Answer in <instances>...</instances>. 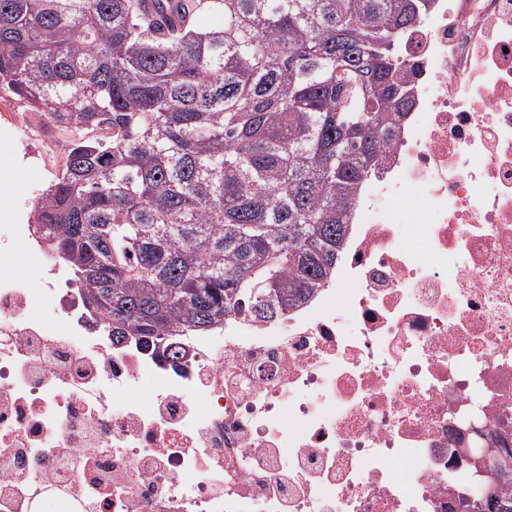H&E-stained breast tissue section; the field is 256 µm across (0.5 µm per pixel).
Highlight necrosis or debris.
<instances>
[{
  "mask_svg": "<svg viewBox=\"0 0 512 512\" xmlns=\"http://www.w3.org/2000/svg\"><path fill=\"white\" fill-rule=\"evenodd\" d=\"M404 54L413 106L331 282L181 366L105 336L10 208L0 512H466L476 449L512 432V0H429ZM11 106L0 136L62 154Z\"/></svg>",
  "mask_w": 512,
  "mask_h": 512,
  "instance_id": "4bbe7bcc",
  "label": "necrosis or debris"
}]
</instances>
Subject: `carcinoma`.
Here are the masks:
<instances>
[{
    "label": "carcinoma",
    "instance_id": "cac0c4a2",
    "mask_svg": "<svg viewBox=\"0 0 512 512\" xmlns=\"http://www.w3.org/2000/svg\"><path fill=\"white\" fill-rule=\"evenodd\" d=\"M167 39L137 0H0V88L70 127L35 232L109 336L177 363L224 316L324 286L359 185L412 101L426 0H187ZM475 512H512L492 487Z\"/></svg>",
    "mask_w": 512,
    "mask_h": 512
}]
</instances>
